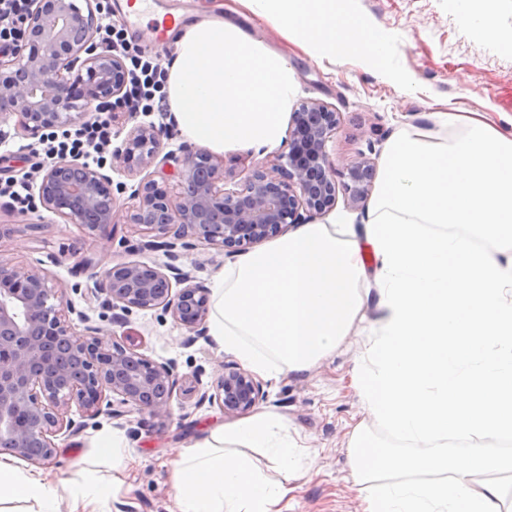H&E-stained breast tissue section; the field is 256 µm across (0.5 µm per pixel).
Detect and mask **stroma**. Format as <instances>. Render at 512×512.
<instances>
[{
  "mask_svg": "<svg viewBox=\"0 0 512 512\" xmlns=\"http://www.w3.org/2000/svg\"><path fill=\"white\" fill-rule=\"evenodd\" d=\"M233 0H150L148 15H178L185 24L229 16ZM454 0H336L338 12L372 24L388 39L395 64L414 75L418 86L408 91L382 82L354 51L316 64L275 26L251 17L238 24L266 47L285 53L295 91L288 103L296 109L305 102H320L339 114V124L326 144L335 166L337 186L348 183L350 166L362 159L380 163L387 142L403 129L435 128V113L480 112L499 129L512 117V0H491L490 10L498 36L482 31H463L455 21ZM152 26L140 24L126 34L127 60L141 57L169 68L176 55L174 41L151 45ZM0 131L10 140L0 145V182L21 177L37 159L28 152L29 138L14 120H0ZM287 142L269 151L227 149L220 152L233 181L247 169L268 166L287 152ZM9 225L11 236L0 241V259L16 264L51 262V272L76 309L87 310L100 329L103 342L129 330L135 333L139 353L176 366L178 381L171 401V418H156L131 411L121 418L99 416L95 423L72 437L60 438L57 455L48 465L16 460L20 470L41 475L47 481L70 479L85 485L92 479L118 476L112 493V512H177L173 497L170 448L185 446L218 424L228 422L219 404L196 406L185 392L194 375L211 385L221 364L234 363L213 336H196L177 325L161 310H136L127 327L100 317L88 307L84 289L87 273L78 260L93 258L109 265L119 261L165 264L164 251L139 250L140 237L133 226L121 223L114 232L89 234L66 224L38 207L21 210L0 200V225ZM234 262L214 248L198 247L183 252L179 266L197 281L210 284ZM368 347L364 335L354 334L319 362L308 374L263 380L266 392L258 411L281 415L311 448L315 462L299 488L288 512H361V494L350 477L348 433L364 417L354 361ZM114 434L127 467L114 469L112 461L100 460L96 441Z\"/></svg>",
  "mask_w": 512,
  "mask_h": 512,
  "instance_id": "obj_1",
  "label": "stroma"
}]
</instances>
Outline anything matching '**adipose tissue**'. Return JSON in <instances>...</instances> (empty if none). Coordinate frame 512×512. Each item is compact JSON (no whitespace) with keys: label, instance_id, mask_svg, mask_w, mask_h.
I'll return each mask as SVG.
<instances>
[{"label":"adipose tissue","instance_id":"1","mask_svg":"<svg viewBox=\"0 0 512 512\" xmlns=\"http://www.w3.org/2000/svg\"><path fill=\"white\" fill-rule=\"evenodd\" d=\"M239 2L314 58L354 51L383 81L415 83L383 33L325 10L326 0ZM176 48L167 101L187 140L216 151L279 144L294 92L285 54L229 19L185 27ZM452 119L461 128L453 138L422 127L391 138L359 229L300 225L211 284V336L270 378L309 371L367 323L373 344L355 364L364 411L405 447L353 427L348 458L363 512H512L502 480L512 452L493 447L512 439V133L478 116ZM363 239L375 252L370 272ZM257 451L274 476L254 462ZM170 455L179 512H283L310 451L265 412ZM66 489L86 512H108L109 484L74 491L0 458V504L59 512Z\"/></svg>","mask_w":512,"mask_h":512}]
</instances>
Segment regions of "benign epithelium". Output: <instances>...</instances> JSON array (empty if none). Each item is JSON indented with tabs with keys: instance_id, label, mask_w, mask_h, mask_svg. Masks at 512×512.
<instances>
[{
	"instance_id": "obj_1",
	"label": "benign epithelium",
	"mask_w": 512,
	"mask_h": 512,
	"mask_svg": "<svg viewBox=\"0 0 512 512\" xmlns=\"http://www.w3.org/2000/svg\"><path fill=\"white\" fill-rule=\"evenodd\" d=\"M85 4L83 11L74 0H30L22 44L0 52V119L16 118L25 136L37 138L75 124L83 102L112 110L115 137L121 138L112 150V170L140 177L125 223L143 238L140 248L161 249L169 262L106 266L92 276L86 301L111 311L119 326L134 309H160L200 335L210 312L209 291L176 265L177 249L201 244L233 254L333 210L338 190L326 143L338 113L319 102L302 104L291 115L288 152L227 189L224 164L208 151L183 145L163 154L162 128L129 125L136 113L122 108L126 65L95 41L98 18L91 0ZM349 177L348 201L364 202L374 164L355 163ZM112 186L104 166L60 157L42 167L36 189L41 206L63 223L94 233L118 222ZM175 384L174 365L136 352L132 334L104 344L99 328L68 301L43 263L20 266L0 259L1 450L48 464L56 440L103 413L121 417L131 406L151 416L169 415ZM264 397L262 383L250 372L226 363L197 404L217 402L228 415H244Z\"/></svg>"
}]
</instances>
